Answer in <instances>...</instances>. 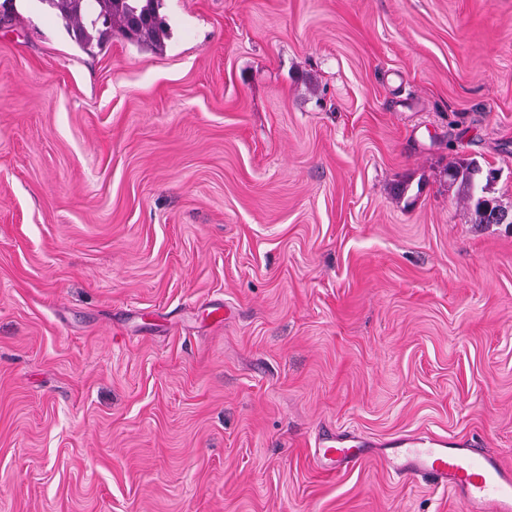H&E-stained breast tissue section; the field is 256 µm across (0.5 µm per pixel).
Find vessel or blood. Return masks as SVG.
Listing matches in <instances>:
<instances>
[{
    "label": "vessel or blood",
    "instance_id": "b4317fda",
    "mask_svg": "<svg viewBox=\"0 0 512 512\" xmlns=\"http://www.w3.org/2000/svg\"><path fill=\"white\" fill-rule=\"evenodd\" d=\"M314 455L320 470L333 475L360 467L370 452L364 444L331 433L318 440ZM382 457L392 474L431 475L465 512H512V468L481 449L452 447L447 440L414 434L396 439Z\"/></svg>",
    "mask_w": 512,
    "mask_h": 512
}]
</instances>
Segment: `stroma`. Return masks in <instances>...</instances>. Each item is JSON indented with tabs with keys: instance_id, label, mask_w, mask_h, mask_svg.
I'll list each match as a JSON object with an SVG mask.
<instances>
[{
	"instance_id": "1",
	"label": "stroma",
	"mask_w": 512,
	"mask_h": 512,
	"mask_svg": "<svg viewBox=\"0 0 512 512\" xmlns=\"http://www.w3.org/2000/svg\"><path fill=\"white\" fill-rule=\"evenodd\" d=\"M13 9L0 512H464L404 434L512 467V226L448 183L512 211V0H160L90 53ZM493 171V170H489ZM481 172L480 167L476 164L475 161H470L466 163L459 164L458 166H452L448 169V177L449 181L451 183L460 182L461 185L466 189L467 194L469 198L475 199V208L476 211L480 217V221L483 224H498L497 220V211L505 212L507 210L502 205L497 204L492 199H487L483 195H477V193L480 192L483 193L486 187L488 186V183L493 178L486 176V185L485 186H479V184L476 181V176L479 175ZM509 213L505 212L504 219L502 223H505L508 218ZM348 437L324 434L316 443L314 455L319 469L329 475L337 471L353 470L360 467L370 456L364 442L352 444Z\"/></svg>"
}]
</instances>
